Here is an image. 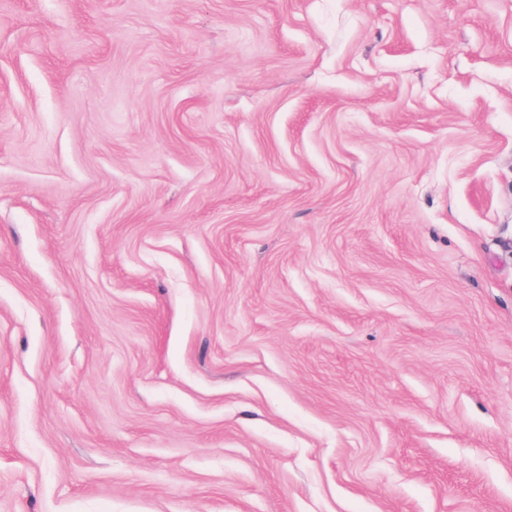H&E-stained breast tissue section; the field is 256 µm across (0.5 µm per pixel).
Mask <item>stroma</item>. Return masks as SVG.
Listing matches in <instances>:
<instances>
[{"mask_svg": "<svg viewBox=\"0 0 512 512\" xmlns=\"http://www.w3.org/2000/svg\"><path fill=\"white\" fill-rule=\"evenodd\" d=\"M0 512H512V0H0Z\"/></svg>", "mask_w": 512, "mask_h": 512, "instance_id": "obj_1", "label": "stroma"}]
</instances>
